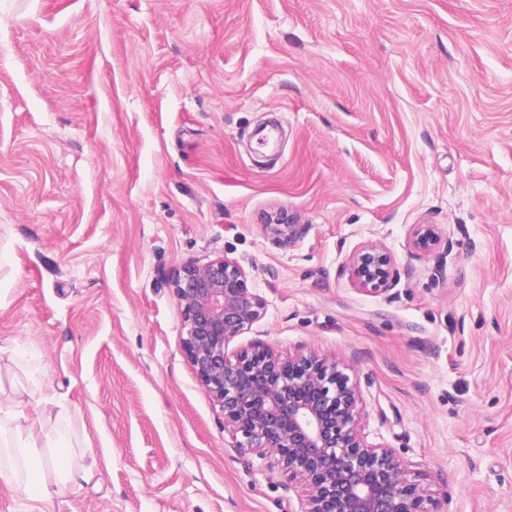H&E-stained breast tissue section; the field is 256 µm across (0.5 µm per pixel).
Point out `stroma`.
Returning a JSON list of instances; mask_svg holds the SVG:
<instances>
[{
	"instance_id": "obj_1",
	"label": "stroma",
	"mask_w": 512,
	"mask_h": 512,
	"mask_svg": "<svg viewBox=\"0 0 512 512\" xmlns=\"http://www.w3.org/2000/svg\"><path fill=\"white\" fill-rule=\"evenodd\" d=\"M222 257L263 300L230 353L335 360L438 512H512V0H0V347L72 443L0 512H300L182 348L172 281ZM268 224L277 241L281 244H288L297 237L300 224H293L291 217L286 212L277 213L271 218ZM352 282L365 292L387 293L397 283L391 256L374 247H361L347 259Z\"/></svg>"
}]
</instances>
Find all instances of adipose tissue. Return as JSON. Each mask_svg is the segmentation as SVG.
Here are the masks:
<instances>
[{
    "label": "adipose tissue",
    "mask_w": 512,
    "mask_h": 512,
    "mask_svg": "<svg viewBox=\"0 0 512 512\" xmlns=\"http://www.w3.org/2000/svg\"><path fill=\"white\" fill-rule=\"evenodd\" d=\"M54 404L50 394L30 409L0 398V481L22 485L35 500L51 498L71 471L69 446L47 417Z\"/></svg>",
    "instance_id": "obj_1"
}]
</instances>
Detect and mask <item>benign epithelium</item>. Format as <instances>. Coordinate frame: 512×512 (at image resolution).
<instances>
[{
  "mask_svg": "<svg viewBox=\"0 0 512 512\" xmlns=\"http://www.w3.org/2000/svg\"><path fill=\"white\" fill-rule=\"evenodd\" d=\"M271 222L279 243L297 237L288 213ZM414 237L421 250L437 243L429 225L416 227ZM346 269L365 292L387 293L397 283L391 256L374 247L355 250ZM172 292L183 315V351L235 447L301 478L308 487L302 512H431L429 489L409 478L405 460L368 444L360 389L338 363L302 348L284 357L263 343L229 355L263 309L236 262L188 264Z\"/></svg>",
  "mask_w": 512,
  "mask_h": 512,
  "instance_id": "7a95c632",
  "label": "benign epithelium"
}]
</instances>
